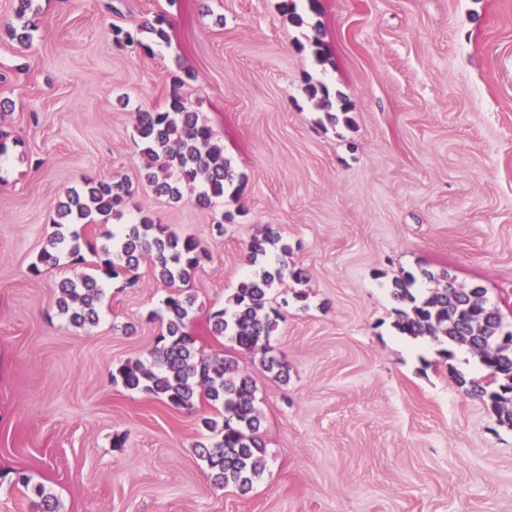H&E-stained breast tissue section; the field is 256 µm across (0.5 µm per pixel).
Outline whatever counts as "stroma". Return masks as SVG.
I'll return each instance as SVG.
<instances>
[{
    "mask_svg": "<svg viewBox=\"0 0 512 512\" xmlns=\"http://www.w3.org/2000/svg\"><path fill=\"white\" fill-rule=\"evenodd\" d=\"M280 2L34 0L23 43L17 0H0V512H29L20 469L57 512H512V428L455 380L482 378L477 358L401 336L391 295L400 272H446L512 330V0H320L321 63ZM160 15L158 46L144 27ZM117 26L142 47L116 46ZM310 81L347 97L349 122L308 100ZM175 88L243 180L211 208L143 178L137 115ZM89 177L133 183L122 223L151 214L209 253L189 332L255 382L266 456L249 494L211 483L199 414L112 382L164 329L150 260L105 280L83 328L58 285L94 271L105 227H84L83 262L31 272ZM267 224L306 274L269 291L284 382L208 327Z\"/></svg>",
    "mask_w": 512,
    "mask_h": 512,
    "instance_id": "stroma-1",
    "label": "stroma"
}]
</instances>
